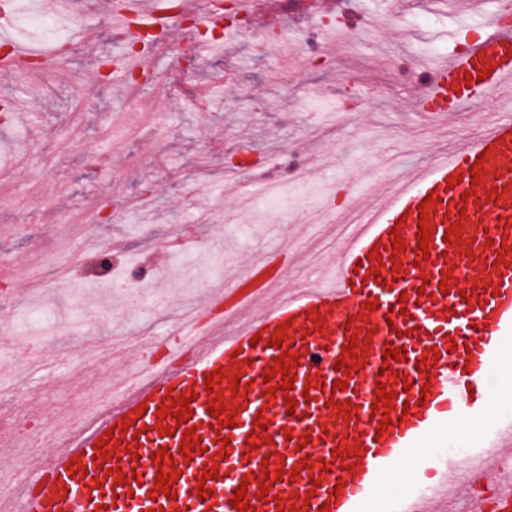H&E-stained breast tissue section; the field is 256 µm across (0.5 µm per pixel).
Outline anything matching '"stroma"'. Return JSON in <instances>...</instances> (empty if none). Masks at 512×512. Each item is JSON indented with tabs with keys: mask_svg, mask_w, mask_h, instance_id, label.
<instances>
[{
	"mask_svg": "<svg viewBox=\"0 0 512 512\" xmlns=\"http://www.w3.org/2000/svg\"><path fill=\"white\" fill-rule=\"evenodd\" d=\"M325 0H276L274 44L254 58L249 21L224 55L199 56L183 74L175 26L156 48L161 79L117 91L98 85L96 60L111 43L102 0H74L80 41L52 71L21 77L0 67V102L26 107L0 122V433L18 447L46 424L84 416L113 365L152 369L187 352L180 325L199 300L250 260L288 245L312 272L336 254V222L367 191L371 173L397 178L433 153L476 137L495 110L487 88L445 126L406 108L416 72L452 51L448 19L422 0H343L363 23L349 49H294L321 25ZM211 90L208 109L175 98L167 76ZM292 155L307 181L283 177ZM121 220L94 222L108 202ZM160 341L143 355L139 343ZM512 416V398L431 438L425 455L451 454L466 471L472 452Z\"/></svg>",
	"mask_w": 512,
	"mask_h": 512,
	"instance_id": "1",
	"label": "stroma"
}]
</instances>
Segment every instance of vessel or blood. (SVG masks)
I'll use <instances>...</instances> for the list:
<instances>
[{
  "label": "vessel or blood",
  "mask_w": 512,
  "mask_h": 512,
  "mask_svg": "<svg viewBox=\"0 0 512 512\" xmlns=\"http://www.w3.org/2000/svg\"><path fill=\"white\" fill-rule=\"evenodd\" d=\"M431 6L454 19L449 39L473 28L480 35L424 68L423 116L448 121L486 86L497 89L500 113L476 139L436 153L391 186L370 180L376 203L341 225L335 263L305 277L301 287H282L281 273L270 272L265 259L226 283L217 297L223 317L182 328L192 339L189 355L154 368L146 380H115L119 399L84 424L70 446L43 458L15 491H1L0 512H237L231 501L242 485L247 512H276L280 504L297 512H368L383 479L402 460L420 458L440 425L485 406L486 381L503 341L512 339V25L496 12L464 13L460 0H431ZM106 8L113 31L145 40L140 52L113 58L112 82L120 89L125 73L157 75L156 41L192 11L189 0H108ZM230 25L223 0H210L200 22L202 48H216ZM450 177L455 185H447ZM422 220L434 229L424 249ZM454 224L457 236L447 239ZM398 236L405 242L400 253L392 246ZM372 268L379 278L369 277ZM282 323L287 330L278 349L270 341ZM355 335L360 341L350 369H335ZM391 345L405 359L386 357ZM284 352L293 356L286 392L284 375L275 370ZM216 370L223 374L219 388L206 390L204 378ZM338 380L343 388H335ZM235 384L240 392H232ZM270 386L275 395H267ZM381 389L396 393L393 408L374 407ZM185 392L195 399L179 424L174 400ZM218 395L233 408L232 426L208 412ZM162 403L170 414L161 420ZM258 415L264 426L256 425ZM385 418L391 424L381 435ZM163 424L179 430L162 434ZM187 429L201 440V454L191 459L179 449ZM263 432L270 442L250 447ZM105 440L114 452L102 467L94 446ZM159 451L177 463L171 498L158 490L159 466L151 456ZM434 467V480L408 496L401 512H512L511 422L472 455L467 477L446 458ZM212 468L216 478L204 480ZM266 470L280 471L281 479L263 501ZM484 481L493 484L492 500L472 491ZM202 488L208 497H199Z\"/></svg>",
  "instance_id": "obj_1"
}]
</instances>
